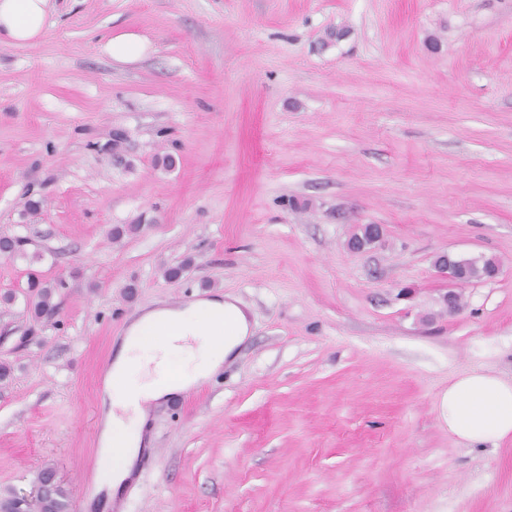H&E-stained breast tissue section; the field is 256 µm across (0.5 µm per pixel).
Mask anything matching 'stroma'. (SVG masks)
Here are the masks:
<instances>
[{
	"instance_id": "35a3bbf8",
	"label": "stroma",
	"mask_w": 512,
	"mask_h": 512,
	"mask_svg": "<svg viewBox=\"0 0 512 512\" xmlns=\"http://www.w3.org/2000/svg\"><path fill=\"white\" fill-rule=\"evenodd\" d=\"M51 4L0 46V236L32 241L0 258V492L99 482L127 320L219 292L252 335L86 512H512V438L469 448L440 414L453 375L512 377V0ZM123 34L142 59L107 54ZM359 224L383 235L352 252ZM444 253L501 268L453 313ZM58 283L51 284L43 282L35 274L30 275L28 288L30 296L27 302L30 313L34 320L50 318L57 309V305L53 303V296Z\"/></svg>"
}]
</instances>
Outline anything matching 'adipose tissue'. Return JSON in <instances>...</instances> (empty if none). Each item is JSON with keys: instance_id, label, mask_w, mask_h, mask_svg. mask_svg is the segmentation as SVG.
Here are the masks:
<instances>
[{"instance_id": "adipose-tissue-1", "label": "adipose tissue", "mask_w": 512, "mask_h": 512, "mask_svg": "<svg viewBox=\"0 0 512 512\" xmlns=\"http://www.w3.org/2000/svg\"><path fill=\"white\" fill-rule=\"evenodd\" d=\"M50 0H0V44L40 40ZM250 334L234 297L216 295L143 309L126 327L102 379L99 443L112 461L108 492L130 477L148 444L143 426L154 403L209 379ZM449 434L472 448L512 437V379L473 368L455 374L441 398Z\"/></svg>"}]
</instances>
